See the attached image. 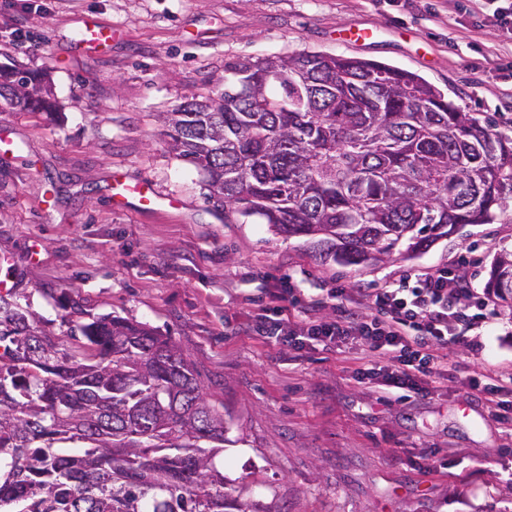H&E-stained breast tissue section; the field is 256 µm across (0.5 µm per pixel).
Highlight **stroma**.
<instances>
[{
  "label": "stroma",
  "instance_id": "obj_1",
  "mask_svg": "<svg viewBox=\"0 0 512 512\" xmlns=\"http://www.w3.org/2000/svg\"><path fill=\"white\" fill-rule=\"evenodd\" d=\"M112 38L77 47L84 21ZM370 40L349 42L352 29ZM299 52L418 73L495 130L512 134V41L469 0H0V69L52 91L51 112H0V276L37 327L59 336L98 315L171 336L230 424L215 459L258 481L275 512H512V426L466 377L512 379V305L491 300L483 351L436 348L426 392L401 399L352 378L390 355L346 344L296 352L246 335L287 277L334 306L336 283L377 288L435 273L473 247L485 286L512 253V200L499 223L469 224L412 258L323 264L303 240L224 219V202L171 151L160 113L224 87V65ZM150 179L166 206L114 210L113 174Z\"/></svg>",
  "mask_w": 512,
  "mask_h": 512
}]
</instances>
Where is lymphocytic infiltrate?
<instances>
[{"label":"lymphocytic infiltrate","instance_id":"f902f5d3","mask_svg":"<svg viewBox=\"0 0 512 512\" xmlns=\"http://www.w3.org/2000/svg\"><path fill=\"white\" fill-rule=\"evenodd\" d=\"M289 289L269 294V304L254 316L250 330L264 341L302 351L319 342L326 351L352 342L394 355L389 366H359L356 380H380L384 389L421 393L435 370L432 348L458 345L470 333L489 327V299L470 280L448 267L385 282L372 290L336 286L330 296L336 313L324 315L322 302H289ZM466 343V342H465ZM484 396L491 414L512 425L507 397L512 385L485 373L468 379Z\"/></svg>","mask_w":512,"mask_h":512}]
</instances>
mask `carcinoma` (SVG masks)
Returning a JSON list of instances; mask_svg holds the SVG:
<instances>
[{
    "label": "carcinoma",
    "mask_w": 512,
    "mask_h": 512,
    "mask_svg": "<svg viewBox=\"0 0 512 512\" xmlns=\"http://www.w3.org/2000/svg\"><path fill=\"white\" fill-rule=\"evenodd\" d=\"M52 109L29 72L0 81V112ZM161 121L224 209L313 241L324 263L423 253L512 199V136L377 61L228 62L223 91ZM487 291L512 301V259ZM76 329L47 336L0 294V512H271L224 492L228 422L169 337L114 315ZM75 439L86 447L58 446Z\"/></svg>",
    "instance_id": "1"
}]
</instances>
